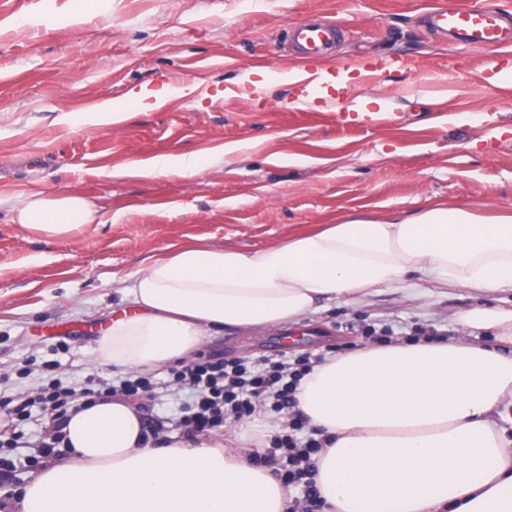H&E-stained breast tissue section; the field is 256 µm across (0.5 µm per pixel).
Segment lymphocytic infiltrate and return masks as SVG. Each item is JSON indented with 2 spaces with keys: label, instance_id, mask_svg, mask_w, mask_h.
Segmentation results:
<instances>
[{
  "label": "lymphocytic infiltrate",
  "instance_id": "lymphocytic-infiltrate-1",
  "mask_svg": "<svg viewBox=\"0 0 512 512\" xmlns=\"http://www.w3.org/2000/svg\"><path fill=\"white\" fill-rule=\"evenodd\" d=\"M311 370L310 362L305 360L293 365L275 361L251 368L240 362L228 364L221 359L197 358L171 372L170 386L190 390L194 396L192 403L184 408L178 424L191 431L203 432L272 409L285 414L290 429L289 434L278 439L279 448L297 465L299 476L312 475L311 457L319 451L321 443L314 438L298 439L297 434L304 429L306 419L294 410L297 385ZM152 389L150 377L140 374L128 376L117 386L101 379L81 387H70L52 379L42 384L35 395L18 394L15 406L6 412L5 421L13 432L30 419L31 407L40 406L45 436L39 445V456L50 459L56 456L57 447L64 440L62 431L70 411L117 394L132 401Z\"/></svg>",
  "mask_w": 512,
  "mask_h": 512
}]
</instances>
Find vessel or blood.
<instances>
[{
    "label": "vessel or blood",
    "mask_w": 512,
    "mask_h": 512,
    "mask_svg": "<svg viewBox=\"0 0 512 512\" xmlns=\"http://www.w3.org/2000/svg\"><path fill=\"white\" fill-rule=\"evenodd\" d=\"M426 21L432 30L462 46L486 50L478 72L483 84H512V18L491 6L472 7L460 0H435L426 11ZM339 31V23L333 21L306 20L291 28L287 39L306 65L296 77L297 86L319 85L320 76L310 65L333 56Z\"/></svg>",
    "instance_id": "b4317fda"
}]
</instances>
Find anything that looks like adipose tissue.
Returning a JSON list of instances; mask_svg holds the SVG:
<instances>
[{
  "label": "adipose tissue",
  "instance_id": "adipose-tissue-1",
  "mask_svg": "<svg viewBox=\"0 0 512 512\" xmlns=\"http://www.w3.org/2000/svg\"><path fill=\"white\" fill-rule=\"evenodd\" d=\"M22 227L64 238L93 224L94 202L32 195ZM415 280L433 293L469 290L458 323L491 332L397 341L334 354L299 382L296 408L321 434L311 458L322 512H512V438L495 421L512 408V216L481 220L440 206L402 221L347 220L251 251L186 244L151 258L122 288L100 359L154 371L189 359L227 327L296 325L336 303ZM260 421L196 441L145 440L140 413L115 397L70 413L71 458L39 471L18 512H289L273 469L241 445Z\"/></svg>",
  "mask_w": 512,
  "mask_h": 512
}]
</instances>
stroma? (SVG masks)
Returning <instances> with one entry per match:
<instances>
[{"label": "stroma", "mask_w": 512, "mask_h": 512, "mask_svg": "<svg viewBox=\"0 0 512 512\" xmlns=\"http://www.w3.org/2000/svg\"><path fill=\"white\" fill-rule=\"evenodd\" d=\"M433 0H0V399L36 390L45 362L80 384L120 381L99 362L119 288L146 259L194 237L250 250L354 217L391 221L437 205L512 215V89L476 79L485 52L428 33ZM339 21L340 58H399L370 81L348 72L341 91L371 98L382 123L332 112H290L297 60L286 29ZM276 74L267 98L244 104L233 87ZM197 84L126 119L73 130L62 116L125 102L130 92ZM196 155L194 175L151 164ZM79 194L100 223L48 239L14 221L32 194ZM466 289L447 295L385 289L333 305L296 327L227 329L197 356L316 361L382 338L460 335ZM185 391L158 390L144 422L192 439L174 418Z\"/></svg>", "instance_id": "obj_1"}]
</instances>
